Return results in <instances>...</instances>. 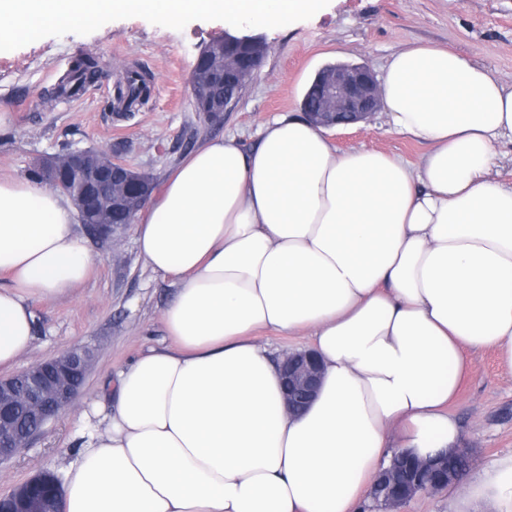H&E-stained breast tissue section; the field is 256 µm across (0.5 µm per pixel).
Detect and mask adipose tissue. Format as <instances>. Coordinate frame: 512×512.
I'll list each match as a JSON object with an SVG mask.
<instances>
[{
  "label": "adipose tissue",
  "instance_id": "obj_1",
  "mask_svg": "<svg viewBox=\"0 0 512 512\" xmlns=\"http://www.w3.org/2000/svg\"><path fill=\"white\" fill-rule=\"evenodd\" d=\"M319 0H0V37L91 24L113 9L246 14L278 26ZM381 103L428 147L418 168L339 152L281 117L252 149L203 140L134 221L141 255L172 280L170 345L116 370L115 411L63 472L62 512H362L394 454L455 447L450 411L467 355L512 374V84L445 48L394 53ZM64 194L0 179V369L32 344L33 303L74 293L95 258ZM272 328L311 336L324 364L305 413L283 409ZM512 512V455L468 483Z\"/></svg>",
  "mask_w": 512,
  "mask_h": 512
}]
</instances>
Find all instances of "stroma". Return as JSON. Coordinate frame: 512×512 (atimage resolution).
I'll list each match as a JSON object with an SVG mask.
<instances>
[{
	"instance_id": "obj_1",
	"label": "stroma",
	"mask_w": 512,
	"mask_h": 512,
	"mask_svg": "<svg viewBox=\"0 0 512 512\" xmlns=\"http://www.w3.org/2000/svg\"><path fill=\"white\" fill-rule=\"evenodd\" d=\"M227 32L260 38L270 51L234 109L212 122L194 109L191 76L199 51ZM420 44L452 50L511 84L512 0H321L281 28L244 16L190 13L174 23L161 11H111L89 26L57 23L32 37L0 40V177L24 178L43 157L94 149L119 151L159 182L204 138L233 135L249 147L273 119L301 115L303 94L324 66L362 63L380 76L393 53ZM87 54L99 63L98 79L79 97L54 96L61 76ZM128 70L151 75V95L139 111L118 114L111 110L115 77ZM327 136L338 150H378L414 167L427 151L392 131L382 112ZM89 248L98 258L90 279L71 296L35 303V338L16 367L86 347L94 353L91 369L70 406L0 464L2 494L40 472L78 463L86 421L112 413L103 389L115 370L167 340L162 312L174 290L152 273L133 229L119 247L93 241ZM451 411L459 445L472 449L475 462L512 455V374L496 352L469 353Z\"/></svg>"
}]
</instances>
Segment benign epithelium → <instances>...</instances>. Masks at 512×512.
<instances>
[{"label":"benign epithelium","mask_w":512,"mask_h":512,"mask_svg":"<svg viewBox=\"0 0 512 512\" xmlns=\"http://www.w3.org/2000/svg\"><path fill=\"white\" fill-rule=\"evenodd\" d=\"M323 88L321 103L308 113L317 130L348 129L369 121L380 107V86L374 72L364 64L336 63L318 72ZM128 165L116 155L100 153L91 161L84 149H68L40 163V183L67 195L89 236L120 242L127 225L103 222L95 205L126 201L138 213L149 201L150 191L132 189V181L117 184L112 172ZM92 363L85 348L35 363L10 376H0V462L13 457L44 426L67 408L78 394ZM324 369L312 349L285 354L282 360L283 407L293 415L304 411L317 395ZM460 449L429 460H416L414 474L399 476V457L383 470L372 488L369 512H400L402 505L418 494L455 487L461 477L453 457ZM59 492L42 472L0 495V512H60Z\"/></svg>","instance_id":"benign-epithelium-1"}]
</instances>
